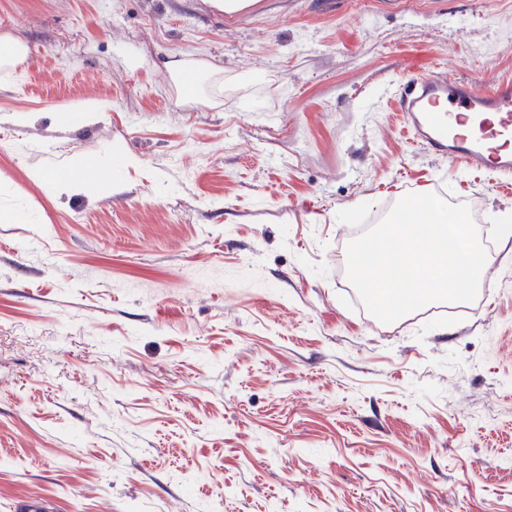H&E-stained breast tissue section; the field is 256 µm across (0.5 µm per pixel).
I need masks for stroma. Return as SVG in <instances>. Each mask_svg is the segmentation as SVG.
<instances>
[{
  "label": "stroma",
  "instance_id": "1",
  "mask_svg": "<svg viewBox=\"0 0 512 512\" xmlns=\"http://www.w3.org/2000/svg\"><path fill=\"white\" fill-rule=\"evenodd\" d=\"M253 2L0 0V512H512V189L392 97L512 74V0ZM409 183L493 241L472 312L347 278Z\"/></svg>",
  "mask_w": 512,
  "mask_h": 512
}]
</instances>
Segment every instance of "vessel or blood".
I'll return each instance as SVG.
<instances>
[{
	"label": "vessel or blood",
	"instance_id": "1",
	"mask_svg": "<svg viewBox=\"0 0 512 512\" xmlns=\"http://www.w3.org/2000/svg\"><path fill=\"white\" fill-rule=\"evenodd\" d=\"M398 112L415 139L449 164L512 173V78L484 90L430 70L400 84Z\"/></svg>",
	"mask_w": 512,
	"mask_h": 512
}]
</instances>
